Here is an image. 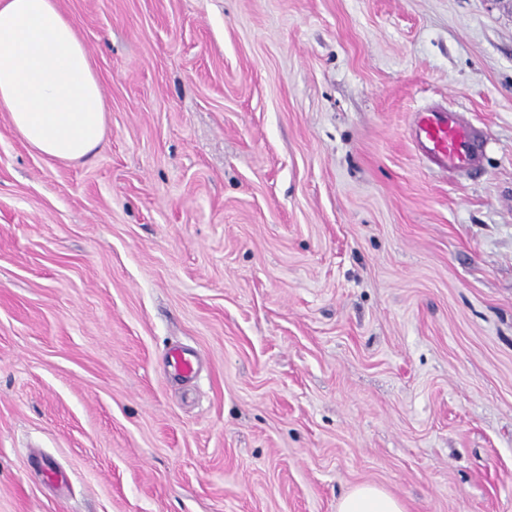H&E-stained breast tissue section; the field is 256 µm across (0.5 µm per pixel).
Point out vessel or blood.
<instances>
[{"label":"vessel or blood","instance_id":"vessel-or-blood-1","mask_svg":"<svg viewBox=\"0 0 512 512\" xmlns=\"http://www.w3.org/2000/svg\"><path fill=\"white\" fill-rule=\"evenodd\" d=\"M414 138L422 154L451 171L477 169L485 151L487 137L483 130L467 123L460 112L428 109L417 113ZM168 362L177 375L192 377L195 362L182 348H173Z\"/></svg>","mask_w":512,"mask_h":512}]
</instances>
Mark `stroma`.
I'll return each mask as SVG.
<instances>
[{"instance_id": "35a3bbf8", "label": "stroma", "mask_w": 512, "mask_h": 512, "mask_svg": "<svg viewBox=\"0 0 512 512\" xmlns=\"http://www.w3.org/2000/svg\"><path fill=\"white\" fill-rule=\"evenodd\" d=\"M57 2L104 145L0 112V512H512V0ZM414 138L422 154L448 171L477 170L487 142L483 130L449 108L417 112ZM169 366L177 375L183 378H191L196 371L195 362L190 354L182 348H173L168 355ZM337 512H406L403 503L370 483L355 487L338 503Z\"/></svg>"}]
</instances>
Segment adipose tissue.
Masks as SVG:
<instances>
[{
  "label": "adipose tissue",
  "mask_w": 512,
  "mask_h": 512,
  "mask_svg": "<svg viewBox=\"0 0 512 512\" xmlns=\"http://www.w3.org/2000/svg\"><path fill=\"white\" fill-rule=\"evenodd\" d=\"M0 110L40 153L65 161L97 150L105 103L88 53L57 0H0ZM337 512H406L370 483L355 487Z\"/></svg>",
  "instance_id": "adipose-tissue-1"
}]
</instances>
